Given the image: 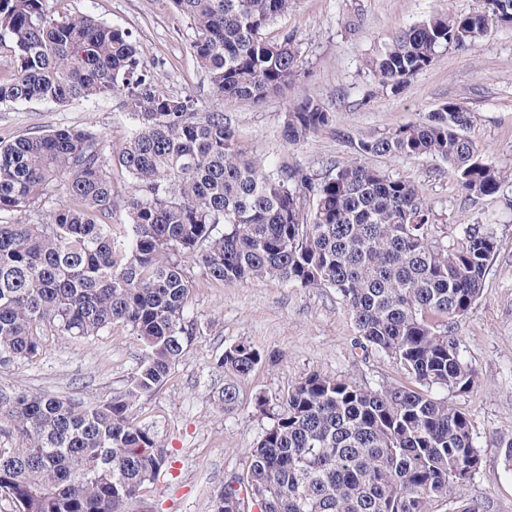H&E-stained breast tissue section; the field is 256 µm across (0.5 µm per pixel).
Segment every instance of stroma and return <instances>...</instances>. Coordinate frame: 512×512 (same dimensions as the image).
Returning a JSON list of instances; mask_svg holds the SVG:
<instances>
[{
    "label": "stroma",
    "instance_id": "obj_1",
    "mask_svg": "<svg viewBox=\"0 0 512 512\" xmlns=\"http://www.w3.org/2000/svg\"><path fill=\"white\" fill-rule=\"evenodd\" d=\"M477 5L478 0H292L264 35L272 42L291 36L306 76L288 96L258 107L227 103L211 93L192 56L194 33L170 0H57L55 5L59 12L90 13L132 33L162 91L191 96L205 111H223L241 146L268 165L287 159L323 176L354 160L343 143L325 132L296 146L282 139L288 105L298 98L325 102L337 128L358 137L418 121L449 101L473 113L468 137L485 161L503 171L502 186L493 196L476 203L465 200L453 171L435 157L366 160L422 188L443 241L452 242L466 224L493 225L497 235L498 251L480 297L450 325L480 382L448 400L469 415L481 464L437 512H457L473 501L487 512H512V468L497 445L499 438H512V28L497 29L465 51L440 52L398 94L378 88L367 62L397 29L448 11L465 15ZM86 126L117 146L133 121L116 98L0 110V139ZM192 276L189 305L196 336L188 354L165 385L132 410L136 422L172 452L170 464L145 493L147 512H212L217 491L243 473L250 448L271 424L269 416L255 410L256 395L277 405L292 383L311 373L372 387L410 383L391 359L356 346L353 320L334 289L297 288L276 280L222 286L206 280L197 267ZM241 340L250 341L267 359L241 382L238 405L228 414L215 402L225 379L215 360ZM140 356L134 336L119 326L92 341L49 336L33 364L0 368V388L96 403L126 384Z\"/></svg>",
    "mask_w": 512,
    "mask_h": 512
}]
</instances>
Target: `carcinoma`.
<instances>
[{
  "label": "carcinoma",
  "instance_id": "cac0c4a2",
  "mask_svg": "<svg viewBox=\"0 0 512 512\" xmlns=\"http://www.w3.org/2000/svg\"><path fill=\"white\" fill-rule=\"evenodd\" d=\"M171 2L194 31L192 56L213 95L260 105L304 77L290 36L263 37L291 0ZM503 27H512V0L435 15L397 31L369 70L398 93L440 50L468 49ZM1 46L14 66L0 81V107L118 97L136 126L117 148L90 128L0 139V367L40 356L48 332L90 340L119 325L143 351L126 387L94 405L0 388V496L13 512L141 510L168 449L131 410L196 336L193 265L220 285L334 289L361 344L415 383L374 388L309 374L273 412L257 396L272 425L250 449L240 488L221 489L214 512H245V488L263 493L272 512H434L478 470L469 417L431 392L467 393L478 381L448 324L481 294L498 251L492 228L468 224L445 245L417 184L357 161L324 177L266 166L240 148L223 111L161 92L132 35L91 14L0 0ZM471 122L448 102L360 138L306 97L289 106L281 135L296 146L329 130L360 157L435 156L476 202L499 191L502 171L465 135ZM114 167L129 180L122 197ZM262 360L248 341L216 359L229 376L217 396L223 411H234L238 383Z\"/></svg>",
  "mask_w": 512,
  "mask_h": 512
}]
</instances>
